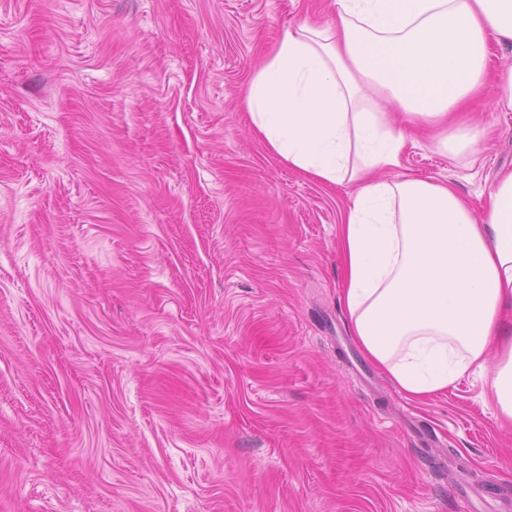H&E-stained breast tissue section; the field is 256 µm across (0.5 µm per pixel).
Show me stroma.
Instances as JSON below:
<instances>
[{
  "label": "stroma",
  "instance_id": "stroma-1",
  "mask_svg": "<svg viewBox=\"0 0 512 512\" xmlns=\"http://www.w3.org/2000/svg\"><path fill=\"white\" fill-rule=\"evenodd\" d=\"M335 0H0V512H487L512 428L470 373L364 388L340 299L355 187L291 168L247 84ZM489 62L477 159L403 172L482 209L512 168ZM415 422L439 445L417 448Z\"/></svg>",
  "mask_w": 512,
  "mask_h": 512
}]
</instances>
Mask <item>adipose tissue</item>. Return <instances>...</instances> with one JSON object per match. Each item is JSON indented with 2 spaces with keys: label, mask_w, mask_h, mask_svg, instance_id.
<instances>
[{
  "label": "adipose tissue",
  "mask_w": 512,
  "mask_h": 512,
  "mask_svg": "<svg viewBox=\"0 0 512 512\" xmlns=\"http://www.w3.org/2000/svg\"><path fill=\"white\" fill-rule=\"evenodd\" d=\"M497 46H512V0H336L334 25L284 31L245 107L290 167L356 185L338 241L364 355L417 402L475 371L512 425V169L476 217L450 183L402 172L390 118L448 122L484 91Z\"/></svg>",
  "instance_id": "adipose-tissue-1"
}]
</instances>
